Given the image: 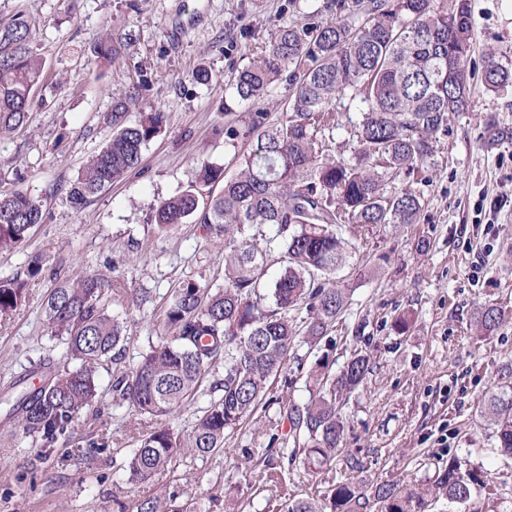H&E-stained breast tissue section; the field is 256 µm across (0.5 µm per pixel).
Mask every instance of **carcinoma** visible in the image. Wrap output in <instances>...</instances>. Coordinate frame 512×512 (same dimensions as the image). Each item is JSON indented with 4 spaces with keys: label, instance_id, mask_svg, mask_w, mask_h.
Wrapping results in <instances>:
<instances>
[{
    "label": "carcinoma",
    "instance_id": "1",
    "mask_svg": "<svg viewBox=\"0 0 512 512\" xmlns=\"http://www.w3.org/2000/svg\"><path fill=\"white\" fill-rule=\"evenodd\" d=\"M472 21L468 0L446 11L434 0H336V17L280 27L256 57L231 77L238 98L255 104L268 87L288 82L289 101L277 119L265 109L238 114L224 123V141H249L237 172L203 162L196 184H223L207 195L191 188L163 200L155 226L166 231L193 219L216 245L224 247V287L194 279L173 289L164 310L170 341L150 347L138 365L112 382V393L143 418L133 428L137 442L127 460L129 479L146 482L170 470L183 454L207 455L224 448L226 433L243 425L262 400L269 379L286 364L296 330L291 311L305 306V336L326 335L348 303L350 289L330 284L346 261L345 230L358 239L379 224H418L422 197L412 186L388 188L434 163L448 116L472 106L468 56ZM44 62L32 47V25L22 15L0 22V134L27 126ZM484 88L512 85V70L488 60ZM352 91L366 104L352 134L355 162L326 158L325 131L335 125L336 98ZM135 85L113 97L106 121L112 138L83 165L70 184L74 207L133 172L143 148L164 129L165 114L137 120ZM42 204L26 192L0 193V251L23 246L42 223ZM272 230L266 249L255 245L263 227ZM276 252L282 272L260 293L267 253ZM50 274L42 257L32 258L25 276L0 278V320L29 297V281ZM124 294L116 279L90 274L60 282L47 294L43 312L62 341L60 357L36 363L40 386L21 390L10 410L25 436L50 448L72 440V421L85 414L99 419L97 372L121 355L126 322L109 311L112 296ZM504 311L484 305L475 315L485 337L504 321ZM224 359V377L211 384L219 393L183 438L170 417L196 398L211 366ZM370 370V358L354 355L339 371L319 360L308 373L310 397L289 411L291 427L303 439L312 468L331 464L342 453L347 395ZM481 415L493 429L494 451L512 457V390L484 400ZM475 482L455 458L429 481L411 489L380 483L369 492L350 481L330 489V512H360L370 501L382 512H427L446 499L466 504ZM134 512H190L177 496L158 488L141 497Z\"/></svg>",
    "mask_w": 512,
    "mask_h": 512
}]
</instances>
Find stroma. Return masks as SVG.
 <instances>
[{"label":"stroma","mask_w":512,"mask_h":512,"mask_svg":"<svg viewBox=\"0 0 512 512\" xmlns=\"http://www.w3.org/2000/svg\"><path fill=\"white\" fill-rule=\"evenodd\" d=\"M330 2L0 0V22L20 12L32 19V45L46 62L28 127L0 135V191L40 199L45 219L23 248L0 252V277L25 271L38 254L63 280L97 273L124 281L127 293L113 297L111 310L128 335L121 360L99 371V421L83 416L72 424L78 441L106 429L109 448L93 453L59 444L33 471L28 461L43 450L7 419L4 400L25 367L62 352L41 307L52 281L33 282L26 304L0 321V512H131L154 484L168 485L197 512H280L288 501L323 498L340 480L409 488L451 457L490 483L496 497L487 501L479 491L464 505L438 501L431 512H512V458L491 453L492 431L481 417L485 397L512 385V321L487 337L474 326L483 305L512 313V86L492 93L482 83L488 59L512 69L507 0H469L474 103L449 116L432 180L415 185L421 223L381 225L348 241V261L335 280L351 295L335 327L290 351L252 420L228 432L225 451L181 456L149 483L130 481L125 470L136 446L129 434L135 417L114 399L113 378L168 340L163 306L181 281L224 284V254L199 225L161 234L154 210L194 183L201 162L235 173L248 143L225 142L222 129L229 114L248 106L230 77L279 26L329 18ZM106 34L117 47L108 61L95 52ZM201 68L211 82L195 80ZM139 81L132 115L166 113L164 131L135 171L74 209L67 189L112 136L104 116L113 93ZM362 109L348 96L337 101L338 125L328 137L333 159L350 160L345 143ZM491 121L509 138L488 144ZM402 313L413 318L405 335L391 328ZM356 351L369 356L371 371L343 407V452L333 469H309L280 409L307 403L316 360L340 367ZM353 458L358 468H351Z\"/></svg>","instance_id":"35a3bbf8"}]
</instances>
